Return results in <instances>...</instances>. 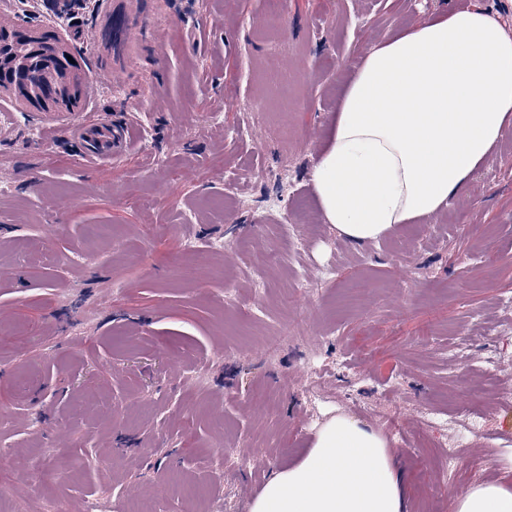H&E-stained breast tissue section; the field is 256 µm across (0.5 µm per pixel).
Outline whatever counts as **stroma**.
<instances>
[{
  "label": "stroma",
  "mask_w": 512,
  "mask_h": 512,
  "mask_svg": "<svg viewBox=\"0 0 512 512\" xmlns=\"http://www.w3.org/2000/svg\"><path fill=\"white\" fill-rule=\"evenodd\" d=\"M465 8L512 34V0H288L276 35L271 0L55 23L87 99L0 95V512H250L339 414L383 433L407 512L512 480V126L444 212L378 242L325 224L310 182L367 50ZM91 115L132 126L125 158L80 163ZM31 249L55 263L28 272Z\"/></svg>",
  "instance_id": "obj_1"
}]
</instances>
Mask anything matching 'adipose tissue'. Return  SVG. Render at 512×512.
I'll list each match as a JSON object with an SVG mask.
<instances>
[{
	"instance_id": "1",
	"label": "adipose tissue",
	"mask_w": 512,
	"mask_h": 512,
	"mask_svg": "<svg viewBox=\"0 0 512 512\" xmlns=\"http://www.w3.org/2000/svg\"><path fill=\"white\" fill-rule=\"evenodd\" d=\"M512 126V35L460 9L378 41L344 86L311 173L321 214L353 243L445 211ZM453 512H512V482L466 486ZM251 512H407L385 438L346 415L267 479Z\"/></svg>"
}]
</instances>
